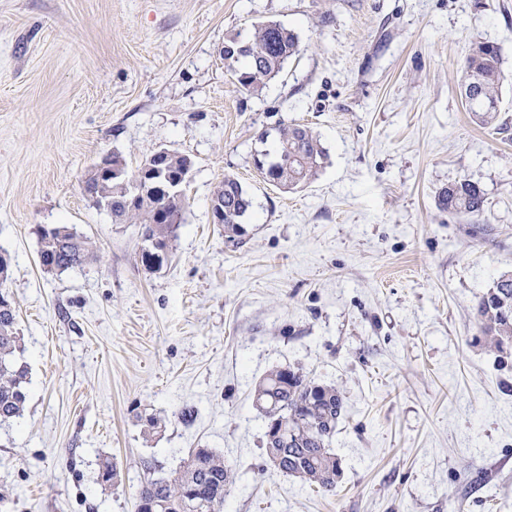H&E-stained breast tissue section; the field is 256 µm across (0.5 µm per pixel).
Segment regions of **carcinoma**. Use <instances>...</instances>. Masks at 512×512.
<instances>
[{"label": "carcinoma", "mask_w": 512, "mask_h": 512, "mask_svg": "<svg viewBox=\"0 0 512 512\" xmlns=\"http://www.w3.org/2000/svg\"><path fill=\"white\" fill-rule=\"evenodd\" d=\"M299 52L297 34L276 22H260L246 38L233 36L224 42V60L234 65L237 83L257 92L274 79L289 58ZM501 50L479 42L464 59L461 96L473 119L482 126L498 119L499 89L502 81ZM279 149L268 162L256 167L269 182L295 190L315 179L325 158L318 137L304 125L290 124L278 129ZM193 167L190 157L164 149L151 151L134 168H126L128 178L156 173L176 176ZM85 184L96 196L112 202V222L139 224L142 238L153 250L139 253L142 264L151 269L161 265L176 224L180 223L183 201L160 199L147 194L136 200L128 187L104 179L100 170H87ZM213 201L224 206V231L229 237L245 234L244 221L252 205L242 184L231 175L215 188ZM438 209L479 223L485 209L480 187L460 179L440 189ZM38 258L48 273H62L82 267L98 258L93 243L66 224L37 230ZM8 264L0 256V425L22 415L28 397V369L17 357L19 336L15 310L6 292ZM481 335L488 347L502 355L512 354V274H502L476 307ZM253 406L259 413L284 426L281 437L265 439L264 459H280L279 470L304 480L324 492H332L342 475L340 459L331 447L343 411L339 390L310 379L290 367L271 370L254 387ZM233 467L211 448H194L188 458L167 478H149L138 495V512H224V490L233 482Z\"/></svg>", "instance_id": "obj_1"}]
</instances>
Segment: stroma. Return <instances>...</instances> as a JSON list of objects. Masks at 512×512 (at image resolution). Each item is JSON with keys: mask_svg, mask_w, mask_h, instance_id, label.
Returning <instances> with one entry per match:
<instances>
[{"mask_svg": "<svg viewBox=\"0 0 512 512\" xmlns=\"http://www.w3.org/2000/svg\"><path fill=\"white\" fill-rule=\"evenodd\" d=\"M261 21L300 50L249 93L224 42ZM476 42L502 55L489 127L458 89ZM291 123L326 157L288 191L255 161ZM158 147L193 168L150 269L140 225L83 180ZM227 175L252 199L238 244L211 220ZM461 179L480 223L436 206ZM52 224L99 260L45 273ZM0 255L30 380L0 427V512H137L144 479L202 446L236 467L224 512H512V363L475 318L512 271V0H0ZM286 366L343 395L335 491L263 462L252 391Z\"/></svg>", "mask_w": 512, "mask_h": 512, "instance_id": "1", "label": "stroma"}]
</instances>
